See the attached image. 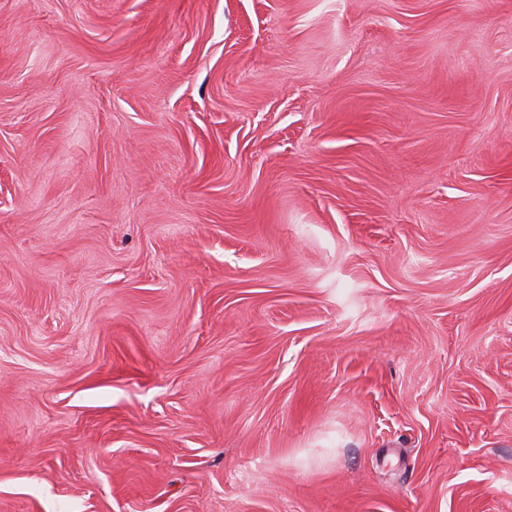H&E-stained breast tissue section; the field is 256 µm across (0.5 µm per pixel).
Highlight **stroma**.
I'll return each mask as SVG.
<instances>
[{
    "mask_svg": "<svg viewBox=\"0 0 512 512\" xmlns=\"http://www.w3.org/2000/svg\"><path fill=\"white\" fill-rule=\"evenodd\" d=\"M0 512H512V0H0Z\"/></svg>",
    "mask_w": 512,
    "mask_h": 512,
    "instance_id": "1",
    "label": "stroma"
}]
</instances>
